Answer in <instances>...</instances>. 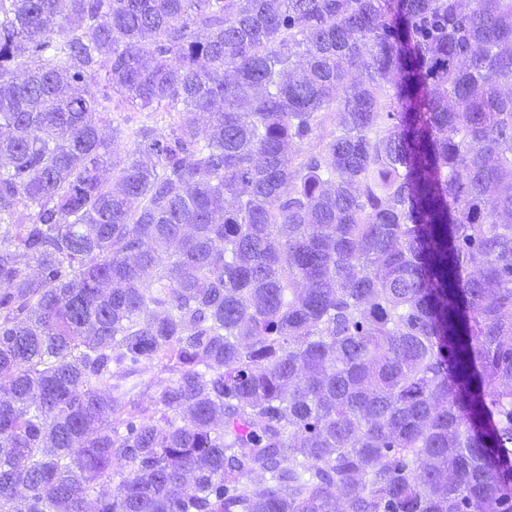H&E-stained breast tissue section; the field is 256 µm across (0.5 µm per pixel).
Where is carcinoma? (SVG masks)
<instances>
[{
  "instance_id": "1",
  "label": "carcinoma",
  "mask_w": 512,
  "mask_h": 512,
  "mask_svg": "<svg viewBox=\"0 0 512 512\" xmlns=\"http://www.w3.org/2000/svg\"><path fill=\"white\" fill-rule=\"evenodd\" d=\"M67 2L0 0V512H512V0ZM110 115L112 124L114 126H120L125 131L126 137L123 142V147H125L126 143L129 149L134 148L133 140L127 137L133 130L142 126H151L154 127L157 132H163L168 129L167 126L172 121L166 112H140L131 107H122L118 110L114 109L111 111Z\"/></svg>"
}]
</instances>
